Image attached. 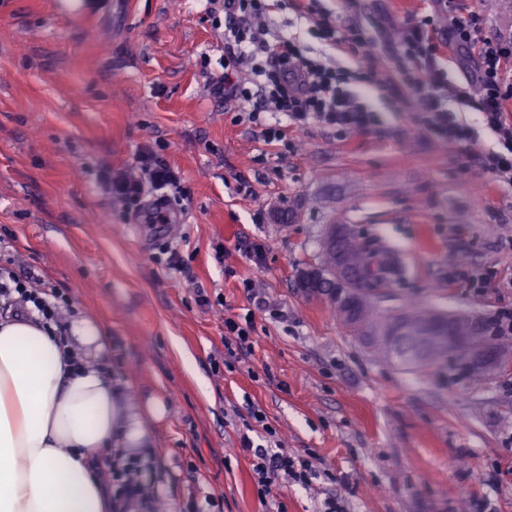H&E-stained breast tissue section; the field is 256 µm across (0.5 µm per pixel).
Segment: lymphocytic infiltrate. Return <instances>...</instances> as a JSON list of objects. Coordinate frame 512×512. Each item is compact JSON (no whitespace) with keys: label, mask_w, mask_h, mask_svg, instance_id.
<instances>
[{"label":"lymphocytic infiltrate","mask_w":512,"mask_h":512,"mask_svg":"<svg viewBox=\"0 0 512 512\" xmlns=\"http://www.w3.org/2000/svg\"><path fill=\"white\" fill-rule=\"evenodd\" d=\"M448 14V47L476 55L474 83L471 89L448 92L447 76L440 64L437 44L439 31L434 17L406 23L398 45L389 46L391 66L381 67L360 62L355 69L326 65L306 56L291 37L272 41L265 27L256 25L267 15V0H224V43L228 55L224 75L232 77L242 66H250L251 87H239L238 93L249 103L248 117L259 122L261 115L281 113L289 122L303 125L316 119L344 131L361 130L376 125L377 109L365 90L376 92L389 103L412 99L420 124L437 141L455 147H467L477 138V129L460 116L465 108L480 112L482 127L494 133L497 149L482 154V171L512 183V124L503 112L512 100V38L481 37V18L465 11L460 0H434ZM141 174L105 176L108 191L125 204L138 203L146 194L156 196L157 208L151 222H164L162 211L171 189L180 177L161 154L147 149L140 154ZM0 298L29 307L45 323L59 325L66 299L32 273L17 274L9 265L0 264ZM242 448L253 453V474L259 495L269 493L282 476L298 483L308 482L312 474L309 460L289 455L280 448L254 445L242 436ZM157 467L153 454L130 453L119 449L105 472L112 486L113 512H152L145 477Z\"/></svg>","instance_id":"f902f5d3"}]
</instances>
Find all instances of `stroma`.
Here are the masks:
<instances>
[{
    "instance_id": "35a3bbf8",
    "label": "stroma",
    "mask_w": 512,
    "mask_h": 512,
    "mask_svg": "<svg viewBox=\"0 0 512 512\" xmlns=\"http://www.w3.org/2000/svg\"><path fill=\"white\" fill-rule=\"evenodd\" d=\"M278 0L271 36L356 66L320 39L400 31L431 0ZM485 38L512 34V0H466ZM224 0H0V257L93 321L122 415L138 414L161 460L166 512L212 496L218 512H512V371L474 378L456 361L410 369L377 358L298 269L319 263L325 229L348 224L399 273L380 307L495 317L512 311V184L481 173L497 141L476 109L462 150L430 137L412 102L378 101L381 121L341 132L282 122L267 141L224 77ZM150 147L180 176L156 231L154 202L105 193L107 171L138 170ZM250 347L225 359V320ZM165 406L163 417L147 411ZM262 411L282 448L311 459L306 485L259 496L240 438ZM316 26L324 40L332 41L336 45L347 44L350 52L355 56L359 55L360 49L365 45L366 40L358 31L350 30V34L339 36L338 31L325 20L318 22Z\"/></svg>"
}]
</instances>
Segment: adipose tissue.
<instances>
[{"instance_id": "obj_1", "label": "adipose tissue", "mask_w": 512, "mask_h": 512, "mask_svg": "<svg viewBox=\"0 0 512 512\" xmlns=\"http://www.w3.org/2000/svg\"><path fill=\"white\" fill-rule=\"evenodd\" d=\"M98 340L88 320L67 344L41 320L0 318V512H112L101 472L120 410L102 370L70 360Z\"/></svg>"}]
</instances>
